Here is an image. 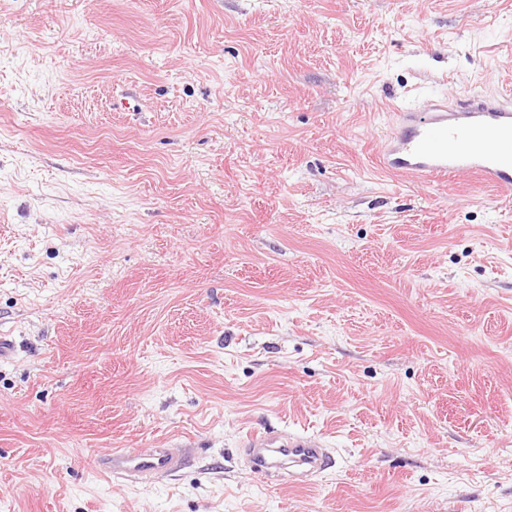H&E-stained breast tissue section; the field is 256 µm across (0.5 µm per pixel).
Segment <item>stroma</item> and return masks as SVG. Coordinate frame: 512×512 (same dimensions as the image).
Returning <instances> with one entry per match:
<instances>
[{"label": "stroma", "mask_w": 512, "mask_h": 512, "mask_svg": "<svg viewBox=\"0 0 512 512\" xmlns=\"http://www.w3.org/2000/svg\"><path fill=\"white\" fill-rule=\"evenodd\" d=\"M509 88L512 0H0V512H512V192L380 165ZM246 442L247 447L256 453L255 465L260 470L267 468L264 451L281 452L288 455L289 461L307 466L306 472L311 476L321 474L330 459L326 448H323V442L316 436L288 434V440L281 441L272 432L252 431L246 435ZM187 461V454L180 449L115 448L111 453L95 457L92 460V466L100 472L117 478L129 476L160 478L176 473Z\"/></svg>", "instance_id": "obj_1"}]
</instances>
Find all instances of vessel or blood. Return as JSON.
Instances as JSON below:
<instances>
[{
    "mask_svg": "<svg viewBox=\"0 0 512 512\" xmlns=\"http://www.w3.org/2000/svg\"><path fill=\"white\" fill-rule=\"evenodd\" d=\"M389 171L425 178L467 174L486 187L512 189V97L478 95L457 107L435 102L428 111L402 110L397 128L381 155ZM246 442L255 464L265 468V452H286L289 461L321 474L329 455L320 438L292 434L280 440L271 432L253 431ZM188 461L174 448L113 449L93 459V467L117 478H160L176 473Z\"/></svg>",
    "mask_w": 512,
    "mask_h": 512,
    "instance_id": "b4317fda",
    "label": "vessel or blood"
}]
</instances>
